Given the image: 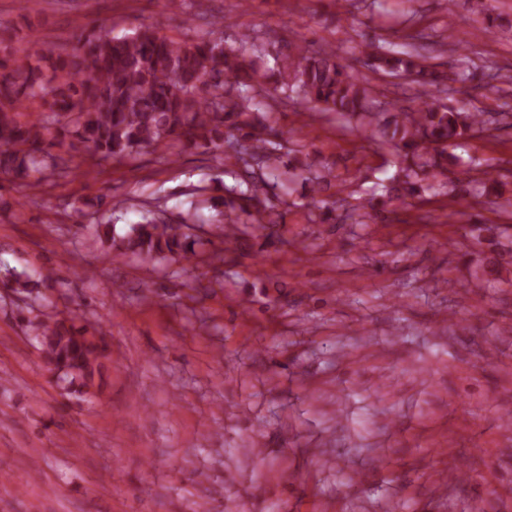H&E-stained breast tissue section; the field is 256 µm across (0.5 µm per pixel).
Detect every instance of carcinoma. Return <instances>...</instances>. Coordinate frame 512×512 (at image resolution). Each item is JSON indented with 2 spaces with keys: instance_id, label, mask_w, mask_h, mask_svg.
Returning a JSON list of instances; mask_svg holds the SVG:
<instances>
[{
  "instance_id": "obj_1",
  "label": "carcinoma",
  "mask_w": 512,
  "mask_h": 512,
  "mask_svg": "<svg viewBox=\"0 0 512 512\" xmlns=\"http://www.w3.org/2000/svg\"><path fill=\"white\" fill-rule=\"evenodd\" d=\"M376 74L410 76L416 92L408 104L378 102L373 89L358 81L333 50L311 51L298 43L256 42L245 35L228 43L223 23L193 39L163 33L158 24L142 25L121 36L94 25L75 33L61 51H32L0 37V178L40 187L71 172L68 151L81 144L99 161L134 157L152 148L166 153L199 150L222 161L236 184L224 186L221 208L210 219L222 224L231 240L239 225L261 229L285 223L276 212L282 201L269 194L290 139L270 120L272 104L257 88L273 86L281 101H294L314 112L375 119L371 137L394 143L399 166L382 201L352 206L360 222L384 223L390 206L438 187L454 197L482 196L497 183L492 172L448 183V148L486 124L483 115L439 102L447 76L421 62L414 45L399 50L380 37L363 44ZM37 105L46 119L20 120V104ZM58 152H53V149ZM320 192L332 187L330 168L299 161ZM105 259L178 261L196 257L194 226L176 225L160 201L139 210V220L117 235L104 217L95 218ZM15 290L38 293L39 282L27 274L13 279ZM44 359L61 373L69 395L82 399L95 387L105 353L66 318L38 315L28 321Z\"/></svg>"
}]
</instances>
